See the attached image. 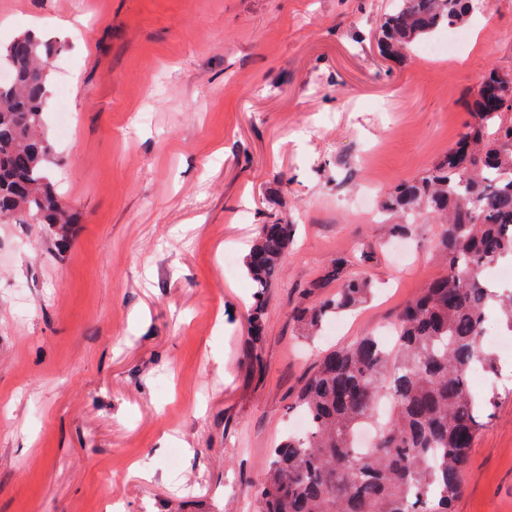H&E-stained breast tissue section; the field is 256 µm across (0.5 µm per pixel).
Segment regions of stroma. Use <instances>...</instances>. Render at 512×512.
I'll use <instances>...</instances> for the list:
<instances>
[{
	"instance_id": "obj_1",
	"label": "stroma",
	"mask_w": 512,
	"mask_h": 512,
	"mask_svg": "<svg viewBox=\"0 0 512 512\" xmlns=\"http://www.w3.org/2000/svg\"><path fill=\"white\" fill-rule=\"evenodd\" d=\"M392 7L0 0L1 44L38 22L62 47L71 130L48 133L75 217L63 246L0 223V512H251L320 351L442 274L433 218L390 241L378 208L455 143L487 70L512 79V0L449 59L383 56ZM271 215L296 233L255 344L243 258ZM339 258L376 294L304 339L294 311ZM497 390L453 512H512V382Z\"/></svg>"
}]
</instances>
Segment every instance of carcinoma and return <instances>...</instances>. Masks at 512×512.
<instances>
[{
  "mask_svg": "<svg viewBox=\"0 0 512 512\" xmlns=\"http://www.w3.org/2000/svg\"><path fill=\"white\" fill-rule=\"evenodd\" d=\"M489 0H396L380 26L384 53L403 55L450 27H465ZM59 51L26 34L0 45V221L41 224L69 240L73 216L50 175L53 145L45 130L49 60ZM472 121L455 145L421 175L384 197L381 212L398 237L425 214L438 225L436 253L446 272L400 312L393 345L358 336L323 354L302 379L296 409L307 429L273 449L255 512H453L470 449L496 405L475 397L469 370L500 376L504 365L481 344L495 306L512 333V288L488 286V271L512 260V81L488 72L471 96ZM294 235L279 219L261 224L243 265L254 288L248 320L253 343L264 333L265 299ZM336 290L299 307L305 336L359 308L373 292L338 259L311 284ZM374 429L372 448L356 443Z\"/></svg>",
  "mask_w": 512,
  "mask_h": 512,
  "instance_id": "carcinoma-1",
  "label": "carcinoma"
}]
</instances>
